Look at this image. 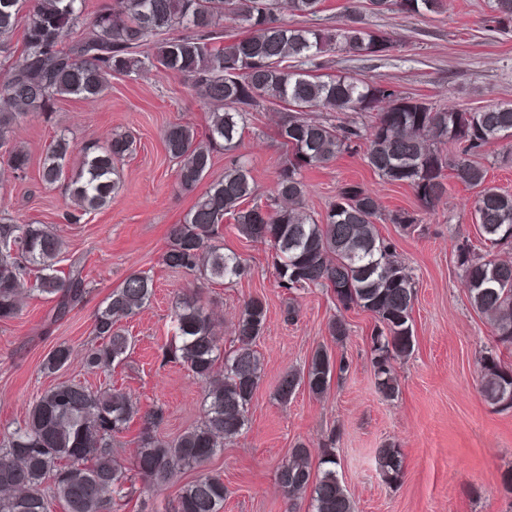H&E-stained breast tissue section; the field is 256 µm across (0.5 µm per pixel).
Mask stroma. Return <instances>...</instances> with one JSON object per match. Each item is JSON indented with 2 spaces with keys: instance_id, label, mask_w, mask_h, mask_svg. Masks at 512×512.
<instances>
[{
  "instance_id": "1",
  "label": "stroma",
  "mask_w": 512,
  "mask_h": 512,
  "mask_svg": "<svg viewBox=\"0 0 512 512\" xmlns=\"http://www.w3.org/2000/svg\"><path fill=\"white\" fill-rule=\"evenodd\" d=\"M444 4L442 13L409 17L372 13L368 0H323L307 23L338 28L358 12L393 43L385 56L371 61L336 53L332 73L379 78L403 96L451 111L512 102V26L492 22L490 0ZM277 122L274 108L257 113L239 148L262 193L272 187L285 152ZM173 123L202 132L210 111L182 79L162 69L112 77L99 99L63 98L52 111L17 121L13 138L30 163L21 174L0 160V217L51 225L65 243L59 270L68 271L72 259L83 260L90 292L65 319L53 323L51 299L26 291L16 316L0 320V432L26 421L35 396L67 382L93 388L111 384L130 392L141 409L160 406L165 412L160 434L178 436L197 423L203 388L165 356L177 294L200 297L227 343L235 337L244 303L259 298L267 307L265 330L256 343L263 372L245 429L201 471H186L161 487L136 481L145 505L141 512H165L200 472L223 480L224 512H309V494L288 499L276 478L299 443L314 451L335 446L338 476L354 512H512V409L490 406L480 392L478 361L494 336L489 318L471 306L454 256L456 242L466 240L486 257L512 259V250L492 245L475 222L479 188L448 178L447 194L428 209L412 187L375 174L359 151L303 172L304 205L316 215L326 212L344 184L358 183L371 192L383 216L378 233L412 270L414 346L410 356L394 361L399 395L387 400L374 385L372 314L343 308L328 288L294 293L280 288L269 243L247 239L234 225H225L224 248L246 267L231 287L163 264L170 226L182 221L212 181L223 178L229 164L223 149H215L206 178L193 190H182L163 141ZM60 132L80 145H103L124 132L135 138L111 204L76 224L69 220L74 206L65 188L41 179L45 150ZM476 159L487 171V185L512 193V139L488 144ZM400 210L414 214L415 230L390 223V215ZM135 272L149 275L154 286L151 303L125 323L135 345L114 370L88 372L83 354L95 342L94 312ZM338 319L347 328L339 341L328 330ZM61 345L71 347L70 361L57 372L44 371V357ZM321 345L345 359L348 371L324 395L302 387L290 402L279 401L280 378L303 369ZM386 445L403 456V476L394 485L382 480L375 462L377 449Z\"/></svg>"
}]
</instances>
